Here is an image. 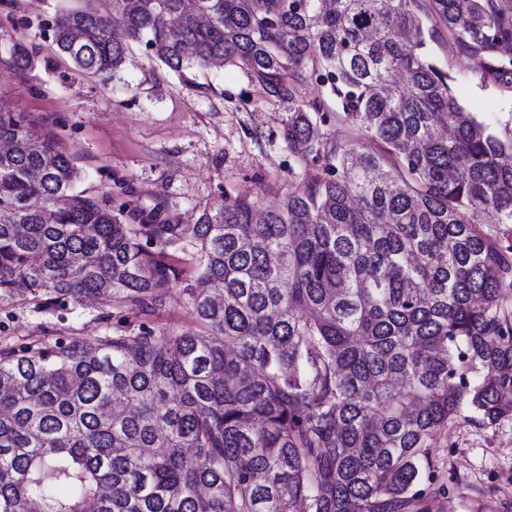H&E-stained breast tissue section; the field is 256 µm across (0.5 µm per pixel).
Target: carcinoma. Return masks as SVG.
Masks as SVG:
<instances>
[{
	"label": "carcinoma",
	"instance_id": "carcinoma-1",
	"mask_svg": "<svg viewBox=\"0 0 512 512\" xmlns=\"http://www.w3.org/2000/svg\"><path fill=\"white\" fill-rule=\"evenodd\" d=\"M91 2L49 24L77 70L110 79L133 43L238 68L312 175L186 227L76 190L57 137L0 105V292L155 310L190 237L204 327L1 349L0 512H434L437 434L465 406L512 419V128L451 73L475 60L512 103V0ZM469 66V59L466 58L453 60L451 64L453 74L458 77L455 92L460 103L470 112H474L479 120L492 123L496 127L510 122L512 114L507 112L510 108L506 107L496 92L480 89L472 81L461 78L471 75L473 67Z\"/></svg>",
	"mask_w": 512,
	"mask_h": 512
}]
</instances>
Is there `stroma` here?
Segmentation results:
<instances>
[{"instance_id": "1", "label": "stroma", "mask_w": 512, "mask_h": 512, "mask_svg": "<svg viewBox=\"0 0 512 512\" xmlns=\"http://www.w3.org/2000/svg\"><path fill=\"white\" fill-rule=\"evenodd\" d=\"M60 2L0 5V44L23 40L39 58L31 71L0 58V105L58 134L81 170L78 189L105 192L112 206L130 201L144 211L166 197L184 225L195 223L199 207L220 204L228 193H257L264 205H279L293 162L278 136L280 111L262 101L240 107L238 98L250 87L239 69L213 66L184 80L136 46L111 80L80 73L58 54L48 29ZM451 67L458 100L479 120L496 126L512 120L496 92L470 82L468 59ZM171 262L179 279L164 306L144 317L90 300L36 298L24 288L0 293V348L60 336L92 348L118 320L166 333L196 328L185 293L196 274L182 250H174ZM437 452L439 480L448 487L440 512H512V419L483 427L461 414L438 438Z\"/></svg>"}]
</instances>
